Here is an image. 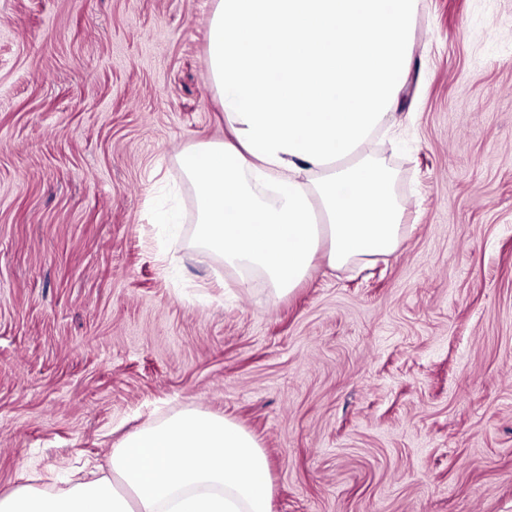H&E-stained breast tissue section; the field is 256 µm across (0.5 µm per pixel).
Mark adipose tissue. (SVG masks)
Masks as SVG:
<instances>
[{
	"instance_id": "adipose-tissue-1",
	"label": "adipose tissue",
	"mask_w": 512,
	"mask_h": 512,
	"mask_svg": "<svg viewBox=\"0 0 512 512\" xmlns=\"http://www.w3.org/2000/svg\"><path fill=\"white\" fill-rule=\"evenodd\" d=\"M414 2L216 0L208 67L234 139L180 161L201 240L277 293L317 254L340 268L399 245L391 176L366 156L406 75ZM271 499L255 437L187 410L126 437L110 471L61 495L17 489L0 512H271Z\"/></svg>"
}]
</instances>
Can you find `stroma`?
Returning <instances> with one entry per match:
<instances>
[{
	"label": "stroma",
	"mask_w": 512,
	"mask_h": 512,
	"mask_svg": "<svg viewBox=\"0 0 512 512\" xmlns=\"http://www.w3.org/2000/svg\"><path fill=\"white\" fill-rule=\"evenodd\" d=\"M214 7L0 0V496L198 410L272 512H512V0H416L371 152L401 243L284 296L197 240Z\"/></svg>",
	"instance_id": "stroma-1"
}]
</instances>
